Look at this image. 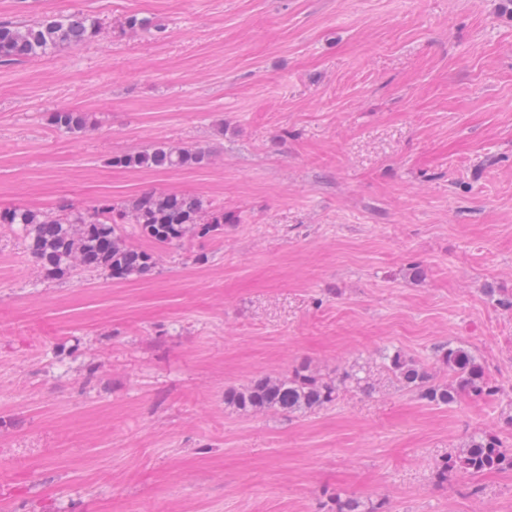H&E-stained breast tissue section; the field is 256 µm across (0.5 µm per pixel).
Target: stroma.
Here are the masks:
<instances>
[{"mask_svg": "<svg viewBox=\"0 0 512 512\" xmlns=\"http://www.w3.org/2000/svg\"><path fill=\"white\" fill-rule=\"evenodd\" d=\"M74 13L102 36L0 65V211L153 190L224 222L164 249L123 225L155 265L122 280L46 278L0 224V512H512V470L434 479L472 434L512 448L504 0H0V21ZM67 109L85 133L49 125ZM160 145L207 160L110 163ZM451 342L494 397L431 406L381 363L444 382ZM303 364L373 389L306 415L225 405Z\"/></svg>", "mask_w": 512, "mask_h": 512, "instance_id": "1", "label": "stroma"}]
</instances>
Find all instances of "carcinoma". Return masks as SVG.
<instances>
[{"mask_svg": "<svg viewBox=\"0 0 512 512\" xmlns=\"http://www.w3.org/2000/svg\"><path fill=\"white\" fill-rule=\"evenodd\" d=\"M103 29L100 18L84 13L48 17L29 25L0 21V63H21L60 48H78L94 41ZM50 122L57 130L73 135L83 133L88 126L87 117L73 110L52 113ZM205 160V153L199 150L158 146L115 157L111 163L153 169L190 167ZM132 223L139 225L141 233L160 248L180 241L189 224H219L221 218L205 217L202 203L193 197L145 191L135 199ZM0 224L25 225L29 250L50 277L60 278L81 267L126 279L150 271L154 264L151 253L123 244L112 205L107 202L87 213L68 209L55 214L31 208L1 210ZM438 352L448 370V381L444 383L435 381L427 369L399 350L384 355V368L402 386L440 406L452 405L461 394L478 400L496 394L497 387L468 349L448 345ZM350 385L369 388V383L357 375L346 374L334 383L325 382L313 375L308 366L301 365L287 377H262L244 387L229 389L224 393V402L240 412L303 413L333 403ZM503 469H512V450L503 447L496 436L480 434L448 456L438 467L437 475L445 479L452 473L476 476ZM336 512H381V508H365L354 498L339 496Z\"/></svg>", "mask_w": 512, "mask_h": 512, "instance_id": "1", "label": "carcinoma"}]
</instances>
